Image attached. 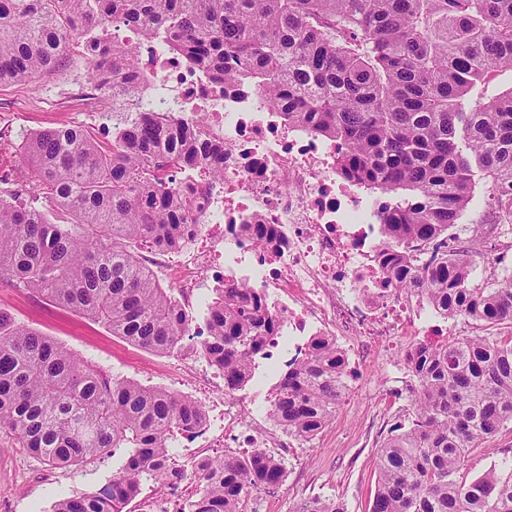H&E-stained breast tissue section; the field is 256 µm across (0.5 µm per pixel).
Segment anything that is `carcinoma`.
I'll return each mask as SVG.
<instances>
[{"label": "carcinoma", "mask_w": 512, "mask_h": 512, "mask_svg": "<svg viewBox=\"0 0 512 512\" xmlns=\"http://www.w3.org/2000/svg\"><path fill=\"white\" fill-rule=\"evenodd\" d=\"M117 19L224 83L260 91L290 125L338 145L337 168L379 193L374 216L386 264L403 293L444 317L512 326V278L472 283L467 250L448 229L470 209L478 181L512 215V87L487 98L490 70L512 74V0H0V86L64 71L82 50L86 75L112 97L140 92L132 48L84 30ZM33 189L55 220L0 188V282L34 291L163 355L184 347L191 320L138 255L190 241L199 205L180 170L222 176L224 148L169 112L132 107L112 140L80 126L28 138ZM201 350L234 390L253 377L274 321L253 288H216ZM411 423L378 450L370 512H512V462L469 482L465 456L512 422V333L416 348ZM348 371L336 347L310 342L286 367L269 407L299 441L332 419ZM203 417L194 401L116 378L0 312V430L59 466L121 454L96 491L52 512H123L141 486L193 477L181 512H245L253 491L279 485L262 453L209 459L187 472L168 449ZM296 512H347L315 498Z\"/></svg>", "instance_id": "cac0c4a2"}]
</instances>
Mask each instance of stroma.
I'll return each instance as SVG.
<instances>
[{
  "mask_svg": "<svg viewBox=\"0 0 512 512\" xmlns=\"http://www.w3.org/2000/svg\"><path fill=\"white\" fill-rule=\"evenodd\" d=\"M84 76V60L74 52L66 75L0 87L1 167H20L26 137L32 132L75 125L97 137H111L110 129L93 124L88 117L94 102L62 94L65 85L78 78L84 81V91H92ZM468 260L473 280L479 284H495L512 274V252H501L488 239L469 253ZM0 310L111 374L178 394L195 377L194 368L181 353L146 351L112 335L102 324L5 282L0 283ZM403 361L402 353L384 347L352 367L345 397L332 422L305 443L303 455L289 458L287 483L252 493L248 512H295L312 497L340 499L348 512H368L377 483L378 448L392 427L409 423L412 416V401L400 395ZM281 373V368L260 362L253 379L241 388L255 399L254 404L242 407L244 421L261 418V409L269 405ZM511 459L509 423L482 447L472 449L460 476L470 480ZM117 465V460L108 457L88 468L59 467L19 448L14 437L2 431L0 512H50L58 498L93 491L108 481Z\"/></svg>",
  "mask_w": 512,
  "mask_h": 512,
  "instance_id": "obj_1",
  "label": "stroma"
}]
</instances>
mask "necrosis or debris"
Masks as SVG:
<instances>
[{
    "label": "necrosis or debris",
    "mask_w": 512,
    "mask_h": 512,
    "mask_svg": "<svg viewBox=\"0 0 512 512\" xmlns=\"http://www.w3.org/2000/svg\"><path fill=\"white\" fill-rule=\"evenodd\" d=\"M103 31L133 47L140 59L142 96L175 108L179 118L206 114L203 140L224 148V177L197 169L187 180L204 197L198 230L186 257H169L168 270L187 297L203 282L221 288L247 284L275 320L265 360L287 365L312 337L334 342L344 360L362 362L366 342L404 346L415 336H436L426 325L424 300L399 293L384 264L385 246L360 216L355 186L336 171L335 142L286 124L257 90L225 87L117 21ZM263 225L265 234L254 232ZM202 382L189 396L203 404V428L185 437L187 454L202 459L215 448L280 450L262 428L236 422L240 403L221 390L195 353Z\"/></svg>",
    "instance_id": "4bbe7bcc"
}]
</instances>
